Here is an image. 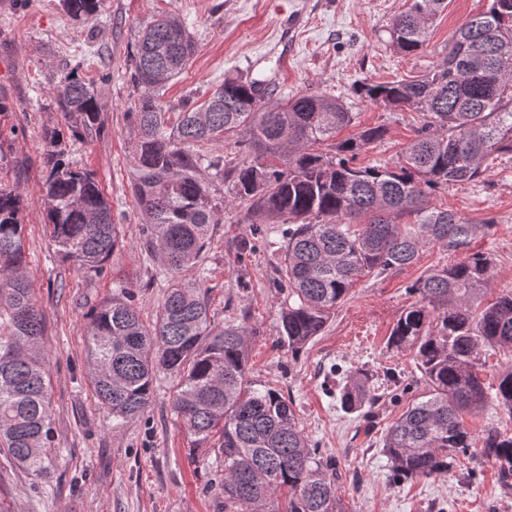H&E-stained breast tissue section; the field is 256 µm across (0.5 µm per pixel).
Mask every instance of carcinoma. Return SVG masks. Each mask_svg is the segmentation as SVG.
<instances>
[{"label":"carcinoma","mask_w":512,"mask_h":512,"mask_svg":"<svg viewBox=\"0 0 512 512\" xmlns=\"http://www.w3.org/2000/svg\"><path fill=\"white\" fill-rule=\"evenodd\" d=\"M64 2L73 19L87 20L102 0ZM444 3L408 0L391 23L390 46L404 54L420 50ZM195 50L181 19L170 14L143 29L130 54V81L139 90L129 113L138 133L133 191L148 246L173 280L151 325L124 289L90 315L93 389L113 419L125 420L147 408L157 373L173 376V410L185 431L203 443L219 436L224 512H278L273 503L284 490L286 512H343L336 468L300 429L292 400L249 379L254 328L214 325L203 282L178 277L209 247L216 208L200 177L203 157L193 148L247 136L253 158L227 171L248 210L288 225L278 272L290 301L282 306L280 340L297 353L361 277L410 265L430 244L465 248L487 228L429 200L443 185L480 178L492 153L512 152V0H491L485 13L463 23L448 40L446 58L423 75L357 89L386 107L423 113L393 168L354 164L365 145L383 138V127L338 141L352 121L342 104L314 94L265 102L262 83L247 78L224 79L168 127L160 91ZM77 70L60 78L58 104L69 120L91 129L99 120L97 93ZM58 145L54 133L44 181L51 236L65 258L97 272L119 245V225L98 182L65 162ZM406 216L413 221L399 223ZM490 266L486 254L475 252L409 286L418 302L400 316L388 347L413 351L428 391L384 436L398 478L446 473L452 452L471 447L461 413L486 403L481 353L512 349V290L478 302ZM44 331L24 270L21 195L0 189V455L33 476L50 466L54 442ZM376 400L360 378L340 397L348 411ZM496 402L512 416V368L498 377ZM481 455L499 465L503 479L512 478V435L486 431Z\"/></svg>","instance_id":"cac0c4a2"}]
</instances>
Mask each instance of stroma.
Wrapping results in <instances>:
<instances>
[{"label":"stroma","instance_id":"stroma-1","mask_svg":"<svg viewBox=\"0 0 512 512\" xmlns=\"http://www.w3.org/2000/svg\"><path fill=\"white\" fill-rule=\"evenodd\" d=\"M430 21L423 48L393 50L389 28L406 0H286L303 15L300 31L281 29L269 0H103L87 22L71 18L62 0H0V188L22 193L24 257L32 295L45 315L42 353L51 379L54 459L31 477L0 458V512H224L216 454L196 447L173 411L176 382L162 374L144 412L113 426L90 383L87 323L91 313L127 287L145 323H152L171 276L144 249L142 216L131 188L137 131L128 114L135 94L129 55L140 31L157 15L180 17L197 44L186 70L161 90L168 112L203 103L225 78L264 81L271 99L302 93L335 97L353 112L342 137L384 126L367 145L361 166H394L423 118L362 98L363 83L424 74L448 52V38L487 10L490 0H447ZM74 64L94 86L98 128L73 132L58 107L56 76ZM63 135L65 158L105 189L123 238L101 272L79 269L50 235L43 191L48 171L46 133ZM487 172L471 183L441 187L433 205L486 225L470 249L488 253L491 285L483 302L512 289V153H492ZM220 206L211 245L188 279L203 278L215 323L241 321L250 311L257 333L248 370L257 384L280 390L293 403L299 425L321 456L335 463L346 512H512V481L480 455L490 429L512 434V417L495 402L463 421L474 437L454 455L447 473L397 479L383 449L386 428L425 392L412 351H396L388 338L416 300L408 288L431 269L461 260L463 251L425 247L401 270L360 278L323 332L299 353L279 342L277 246L284 227L248 216L234 200L231 178L202 169ZM369 371L378 402L372 415L345 411L339 385Z\"/></svg>","mask_w":512,"mask_h":512}]
</instances>
